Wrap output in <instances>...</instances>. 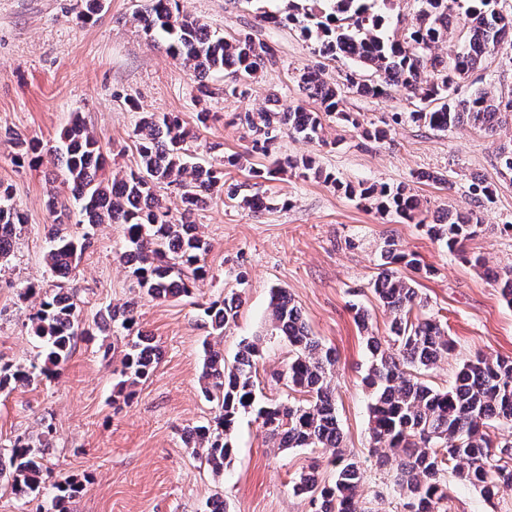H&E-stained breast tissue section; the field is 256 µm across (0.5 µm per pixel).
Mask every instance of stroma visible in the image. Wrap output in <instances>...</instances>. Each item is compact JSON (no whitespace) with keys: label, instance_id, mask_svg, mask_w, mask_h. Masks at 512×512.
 <instances>
[{"label":"stroma","instance_id":"obj_1","mask_svg":"<svg viewBox=\"0 0 512 512\" xmlns=\"http://www.w3.org/2000/svg\"><path fill=\"white\" fill-rule=\"evenodd\" d=\"M145 2L103 0L102 10L88 21L82 16V0H0V182L12 185L14 200L27 217L10 262L0 268V365L43 362L29 320L36 301L23 295L31 282L50 293L68 291L86 322L107 305L135 303L141 330L161 349L155 372L127 401L120 375L124 337H78L56 377L0 395V452H7L16 438L35 437L44 424H52L44 464L51 475L83 484L73 512H206L208 499L216 494L223 497L226 512H312L309 498L294 495L292 483L313 467L320 479L330 480V450L273 448L254 414L243 413L233 433L232 461L216 477L182 441L186 426L215 414L198 382L203 341L216 344L228 361L241 341H258L259 397L288 395L284 383L274 379L291 355L269 318L270 290L279 287L300 308L313 335L336 351V414L344 448L363 464L361 500L368 512H402L395 467L375 464L369 392L362 383L364 335L387 338L391 322L373 292L380 252L392 240L435 270L431 277H418V288L428 311L446 323L454 350L427 372L428 383L450 387L462 360L478 353L512 357V308L481 270L460 263L426 232L428 224L472 209L474 182L497 183L494 201L481 209L484 231L467 248L489 267H512V184L498 179L497 141L468 126L442 133L408 120L392 123L393 113L410 109L406 94L397 89L379 98L352 95L348 108L359 127L387 123L384 142L361 144L358 128L330 117L326 142L285 135L278 154L312 157L345 182L412 185L424 224L402 222L348 199L323 180L288 171L261 185L267 195L287 200V207L250 217L220 195L196 214L212 248L204 259L209 276L193 297L154 300L142 295L119 259L124 246L119 224H65L71 235L91 232L93 245L76 277L59 281L46 273L44 255L55 222L46 200L52 185L61 183L60 172L47 163L16 166L9 132L50 150L72 115L80 114L105 143L109 170L118 171L138 160L134 129L139 111L172 112L195 128L192 152L210 161L220 153L245 152L240 113L272 105L313 108L297 83L304 68H322L334 79L348 65L343 58L314 55L298 31L266 28L276 65L263 69L241 96L227 92V75L209 77L214 95L208 105L215 118L199 128L193 72L143 34L135 15ZM278 6V0H242L238 5L232 0H180L185 13L226 37L255 25L258 9ZM486 85L512 96V45L502 44L486 68L470 74L459 94L464 97ZM421 171L443 174L448 183L417 182ZM234 291L243 300L238 318L217 333L203 309ZM357 305L369 313L367 329L354 319ZM445 508L512 512V492L488 502L452 477Z\"/></svg>","mask_w":512,"mask_h":512}]
</instances>
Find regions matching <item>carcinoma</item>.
Here are the masks:
<instances>
[{
	"label": "carcinoma",
	"mask_w": 512,
	"mask_h": 512,
	"mask_svg": "<svg viewBox=\"0 0 512 512\" xmlns=\"http://www.w3.org/2000/svg\"><path fill=\"white\" fill-rule=\"evenodd\" d=\"M393 2L288 0L282 10L260 13L257 28L228 38L215 35L207 25L182 13L179 0H148L136 21L145 36L164 37L166 52L193 71L203 96L211 93L206 79L213 72L231 75L234 93L237 86L276 64L273 46L259 33L266 26L291 25L309 42L312 53L332 60L347 58L356 64L336 80L326 78L319 68H307L300 74L298 86L319 103L318 112L298 105L286 111L266 107L239 115L250 155L274 152L285 128L305 141H322L324 114L357 128L359 124L347 111V96L380 97L392 88L403 90L416 102L409 118L432 130L449 132L467 125L493 136L511 128V97L505 99L490 87H480L460 98L457 90L512 35V8L499 7L501 0H415L417 10L411 23L401 28L391 21ZM450 39L459 43L458 49L449 56L436 53L439 45ZM136 136V167L108 175L101 139L80 117H74L63 131L52 163L63 170L71 198L55 194L49 198V207L58 219L50 231L52 245L45 264L51 275L69 278L92 247L89 234L78 237L60 229L70 219L72 200L79 208V223L124 226L125 250L120 258L142 294L153 300L187 297L196 282L208 276L203 259L210 244L199 232L195 214L218 193L251 215L262 213L271 203L262 195L245 192L241 184L225 186L224 165H238L243 156H227L217 165L192 160V135L173 113L142 116ZM12 139L17 166L43 163L40 144L17 133ZM497 151L499 178L512 182V133ZM296 168L314 172L345 196L379 212L407 221L421 212L419 197L405 185L355 186L314 167L310 159L298 161L285 155L275 159L271 169H252V176L262 178ZM169 187L180 197L181 209L176 215L159 194L160 189ZM24 223L26 215L14 202L12 186L0 183V267L9 261L18 227ZM427 228L449 253L484 270L512 307V269H493L482 256L464 249L465 241L483 232L480 212L469 210ZM398 265L426 276L433 273L415 254L393 241L385 242L374 292L392 315L390 336L385 346L375 336L367 338L370 357L364 382L372 390L371 440L398 458L397 485L403 490L404 512H444L450 469L487 500L512 492V465L504 462L512 460V442L495 446L488 434L492 427L512 428V358L477 354L463 362L447 389L423 381L421 372L448 357L452 341L437 316L414 313L424 306V300L415 279L398 275ZM241 305V296L234 294L210 302L204 315L221 335L235 323ZM269 308L273 329L293 350L281 377L303 398L259 401L256 379L261 349L257 342L243 344L230 366L224 354L207 342L199 381L217 414L207 424L186 427L183 441L221 477L231 462L230 435L236 420L241 413L254 411L276 448L335 449L330 481L321 482L309 472L300 474L293 485L296 494L313 496L315 512H364L358 496L363 472L355 455L342 448L336 415L331 372L336 353L311 334L285 289L271 290ZM136 326L132 303L107 307L99 313V320L85 327L71 297L42 294L31 317V329L44 348L43 364L1 365L0 392L29 386L42 375L57 374L76 337L109 328L114 334L131 337L120 374L132 385L145 381L155 371L161 351L150 336L135 331ZM50 433L47 426L34 440L17 438L8 457L0 456V480H9L12 493L20 499L40 493L46 482L42 459L50 445ZM52 489L54 512H71L73 501L82 492L80 485L63 476L52 482Z\"/></svg>",
	"instance_id": "obj_1"
}]
</instances>
